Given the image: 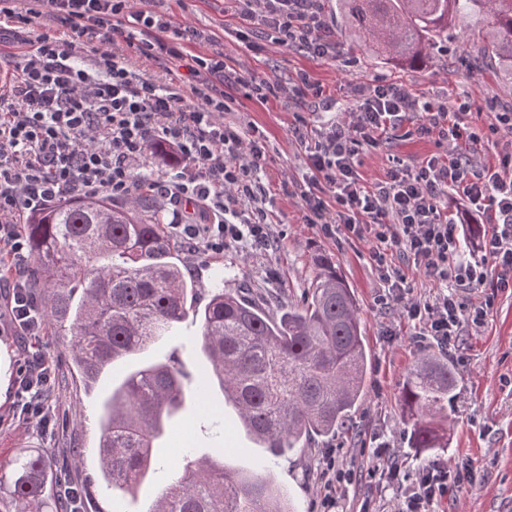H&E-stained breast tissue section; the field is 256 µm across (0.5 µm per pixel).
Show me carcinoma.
<instances>
[{"label": "carcinoma", "mask_w": 512, "mask_h": 512, "mask_svg": "<svg viewBox=\"0 0 512 512\" xmlns=\"http://www.w3.org/2000/svg\"><path fill=\"white\" fill-rule=\"evenodd\" d=\"M346 25L379 56L409 66L426 61L448 27L478 17L490 24L487 58L512 81V0H336ZM166 207L138 179L134 197L64 201L25 218L33 256L31 285L77 379L96 386L112 363L130 358L182 323H202L209 367L203 395L217 384L253 439L275 458L345 427L363 396L367 351L354 294L328 257L312 261L306 302L280 316L235 292L218 290L198 306L182 249L166 227ZM454 370L423 359L405 378L402 402L416 448L448 447L440 412L455 396ZM184 402L176 364L153 362L112 386L102 404L99 469L112 495L134 492L152 469L165 421ZM190 460L149 512H292L260 459L251 472L217 458ZM61 478L36 450L4 470L5 512H63Z\"/></svg>", "instance_id": "obj_1"}]
</instances>
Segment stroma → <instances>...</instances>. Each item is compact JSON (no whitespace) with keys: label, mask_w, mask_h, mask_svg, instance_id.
Masks as SVG:
<instances>
[{"label":"stroma","mask_w":512,"mask_h":512,"mask_svg":"<svg viewBox=\"0 0 512 512\" xmlns=\"http://www.w3.org/2000/svg\"><path fill=\"white\" fill-rule=\"evenodd\" d=\"M321 6L340 47L339 54L330 59H315L303 51L279 46L263 29L251 33L249 41H241L235 19L224 10V0H138L143 11L167 14L175 23L214 36L212 46L188 43V53L203 56L215 49L223 51L228 65L259 78L274 73L288 82L304 72L321 83L327 99L326 107L319 109L300 100L284 107L235 92V110L225 114L224 120L257 126L266 136L268 160L262 180L267 188V207L277 219L273 227L276 238L269 251L256 256H243L231 247L220 255L187 256L186 274L198 286L196 301L201 305L208 301L213 279L219 275L225 288L243 290L271 314H280L306 298L312 258L318 253L335 257L355 295L371 355L365 396L351 419L349 432L318 438L276 459L271 472L283 493L289 495L295 512H322L321 470L330 452L354 472L352 482L336 491L342 512H360L366 504L372 512H390L396 493L372 473L375 462L369 442L374 437L391 441L395 457L412 478L434 459L451 467L465 463L475 467L477 485L439 499L433 512H512V288L498 291L484 326L465 333L453 356H444L437 346L417 344L414 324L402 306L394 303L383 308L377 303L381 288L368 245L324 238L315 225L306 223L300 202L306 156L291 133L300 113L315 130L344 118L354 104L351 83L385 80L405 86L418 98L463 108L484 146L475 155L465 143L459 144L457 151L470 155L478 167L491 168L512 150L506 137L489 130L492 113H512V84L503 80L495 66L476 69L470 64L487 44L483 24L473 21L463 28H449L447 39L436 44L429 62L413 68L384 60L362 41L350 38L343 22L336 19V0H321ZM41 33L59 37L63 28L48 19H37L35 24L21 28L15 38L0 42V56L8 59L12 70L21 69L31 40ZM128 59L130 69L156 79L161 86L183 88L188 83L186 68L177 62H157L133 52ZM436 150L431 139L406 138L401 131L391 130L379 148L360 152V172L369 185L393 160L416 162ZM273 272L278 275L274 281L269 278ZM25 352L23 338L0 333V459H14L20 450L32 448L55 469L60 449H76L68 470L72 483L86 492L80 501L81 512H148L186 454L205 458L211 456L214 447L228 442L233 450L225 454V466L247 472L253 470L257 459L267 455L240 425L236 409L225 404L219 388L211 390L212 399L220 405L215 412L201 409L189 393L178 419L170 422L159 442L158 470L146 477L135 494L113 498L99 470L101 402L113 382L144 361H163L175 355L188 378L203 372L206 359L199 320L186 318L169 336L115 364L90 392L71 380L64 340L45 334L41 354L53 367L59 407L55 425L46 432L36 422L18 418L12 410L15 381ZM425 357L448 358L458 380L456 395L448 403L449 444L437 451L411 446L402 408L403 381Z\"/></svg>","instance_id":"1"}]
</instances>
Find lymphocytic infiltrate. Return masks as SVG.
<instances>
[{
	"instance_id": "obj_1",
	"label": "lymphocytic infiltrate",
	"mask_w": 512,
	"mask_h": 512,
	"mask_svg": "<svg viewBox=\"0 0 512 512\" xmlns=\"http://www.w3.org/2000/svg\"><path fill=\"white\" fill-rule=\"evenodd\" d=\"M0 7V17L24 25L46 16L64 25L68 40L41 34L13 82L0 86V314L35 352L15 390L20 417L48 428L56 412L50 400L52 369L37 349L45 321L28 284L30 248L20 217L65 197L131 196L135 171L152 149H170L179 165L153 182L172 211L174 240L193 254H220L225 247L255 254L272 246V216L260 173L267 164L266 139L258 127L242 130L223 120L231 93L247 90L258 101L288 104L294 98L321 103L323 89L299 73L295 84L259 79L229 66L223 52L191 56L188 42L206 41L195 29L174 28L169 15L135 10L132 0H25ZM241 30L261 24L286 48L312 57L335 56L337 45L319 0H227ZM149 59L187 61L191 98L130 70L126 50ZM88 53L90 67L74 64ZM344 122L309 134L297 117L293 137L304 147L310 187L300 195L307 223L328 238L336 233L369 244L383 286L382 304L403 303L415 339L440 350L455 349L466 330L481 328L492 298L466 303L484 287L512 288V154L498 168L474 169L459 154H432L396 163L372 185L358 171L360 147H378L390 129L414 124L436 145L475 141L464 113L423 101L394 83L357 85ZM461 193L465 221H449L440 208L448 191ZM488 217L492 231L479 243L480 258H462V244L475 217ZM399 251L422 268L435 293L410 300L405 270L391 258ZM375 468L399 489L395 512H431L449 488L472 487L469 465L448 468L432 460L408 479L390 442L376 443Z\"/></svg>"
}]
</instances>
